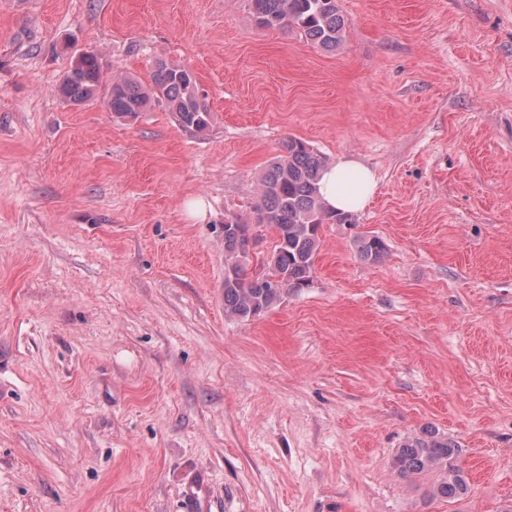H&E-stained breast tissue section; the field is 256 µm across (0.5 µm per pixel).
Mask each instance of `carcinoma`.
Listing matches in <instances>:
<instances>
[{
	"instance_id": "obj_1",
	"label": "carcinoma",
	"mask_w": 512,
	"mask_h": 512,
	"mask_svg": "<svg viewBox=\"0 0 512 512\" xmlns=\"http://www.w3.org/2000/svg\"><path fill=\"white\" fill-rule=\"evenodd\" d=\"M249 9L260 29L296 27L308 41L325 51H334L343 38L345 18L337 0H249ZM102 82L99 57L83 53L65 74L60 91L64 100L80 105L98 93ZM107 109L123 119H134L154 104L173 112L179 125L196 133L210 126L211 113L199 96L194 74L160 60L147 85L133 78L112 81ZM325 158L306 141L288 136L278 153L266 165L261 177L259 202L249 221L235 216L239 232L224 235V314L248 321L254 315L280 304L291 292L307 286L321 244L319 230L324 224H342L350 214H333L319 197L318 181ZM263 227L271 233L274 246L266 265L267 276L279 287L246 273L240 263L248 244V231ZM360 258L381 261L387 245L376 235L357 240ZM459 446L433 427L423 428L398 449L395 464L403 477L434 475L429 495L456 499L466 494L468 480L458 464Z\"/></svg>"
}]
</instances>
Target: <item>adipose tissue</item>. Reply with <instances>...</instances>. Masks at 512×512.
Returning <instances> with one entry per match:
<instances>
[{
  "mask_svg": "<svg viewBox=\"0 0 512 512\" xmlns=\"http://www.w3.org/2000/svg\"><path fill=\"white\" fill-rule=\"evenodd\" d=\"M375 189L372 171L345 155L326 166L320 180V194L326 207L344 214L364 209Z\"/></svg>",
  "mask_w": 512,
  "mask_h": 512,
  "instance_id": "ef3b65f1",
  "label": "adipose tissue"
}]
</instances>
